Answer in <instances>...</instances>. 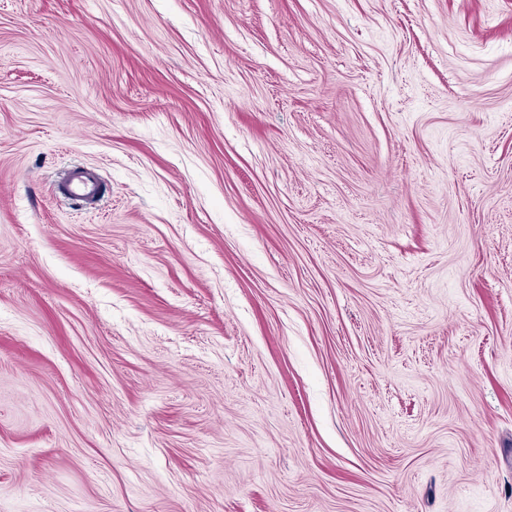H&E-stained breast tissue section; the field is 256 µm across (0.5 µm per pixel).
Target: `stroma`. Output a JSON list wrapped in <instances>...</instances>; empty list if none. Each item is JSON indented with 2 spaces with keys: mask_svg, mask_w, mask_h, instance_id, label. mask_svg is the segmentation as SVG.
Listing matches in <instances>:
<instances>
[{
  "mask_svg": "<svg viewBox=\"0 0 512 512\" xmlns=\"http://www.w3.org/2000/svg\"><path fill=\"white\" fill-rule=\"evenodd\" d=\"M0 512H512V0H0Z\"/></svg>",
  "mask_w": 512,
  "mask_h": 512,
  "instance_id": "1",
  "label": "stroma"
}]
</instances>
